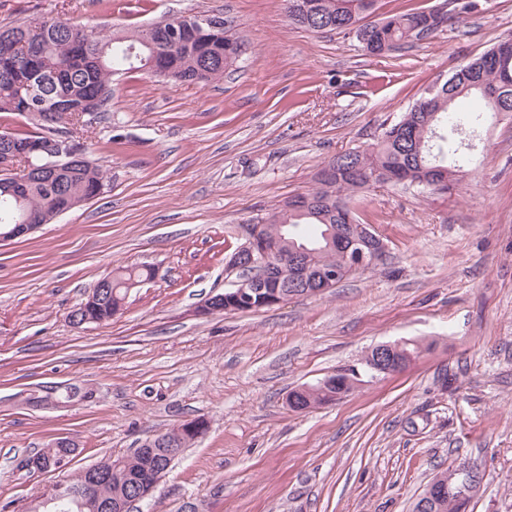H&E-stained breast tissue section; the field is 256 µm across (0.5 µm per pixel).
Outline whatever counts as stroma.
Here are the masks:
<instances>
[{
  "label": "stroma",
  "instance_id": "stroma-1",
  "mask_svg": "<svg viewBox=\"0 0 512 512\" xmlns=\"http://www.w3.org/2000/svg\"><path fill=\"white\" fill-rule=\"evenodd\" d=\"M477 3L434 37L369 56L354 35L290 24L284 0H0L2 27L62 17L108 36L208 13L248 45L206 85L115 75L107 112L79 134L103 193L0 244V512H27L51 483L19 462L53 438L78 443L81 470L199 417L206 434L133 512H412L457 461L480 476L466 512H512V116L486 122L480 167L448 190L355 195L387 245L376 266L266 310L196 313L227 288L241 224L512 38V0ZM139 264L155 276L112 320L70 322L98 281ZM402 339L423 346L404 371L289 409L290 390ZM66 381L95 401L16 400Z\"/></svg>",
  "mask_w": 512,
  "mask_h": 512
}]
</instances>
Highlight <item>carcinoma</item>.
<instances>
[{
	"label": "carcinoma",
	"mask_w": 512,
	"mask_h": 512,
	"mask_svg": "<svg viewBox=\"0 0 512 512\" xmlns=\"http://www.w3.org/2000/svg\"><path fill=\"white\" fill-rule=\"evenodd\" d=\"M285 2L292 23L317 32H352L367 55L401 50L438 31L431 22L430 10L411 9L371 21L377 0H314L315 13L311 16L304 12L308 0ZM222 25L223 37L206 52L198 53L178 40L157 61L144 28L109 38L96 33L80 43L71 38L76 26L61 18L1 28L0 52L17 46L28 51L31 60L18 70L0 69V113L28 119L32 129L14 134L24 142L41 131L37 114L96 105L99 94L110 90L112 76L124 70H139L155 61L170 69L162 76L166 82L193 81L200 70L208 73V82L224 75V50L231 45L241 50L244 45L231 19L222 18ZM500 107L512 111V46L507 39L460 67L434 93H423L399 120L382 128L374 142L330 159L327 165L336 166V176L327 179L318 172L312 189L266 212V236L281 233L306 249L311 275L336 267L343 270L340 280L347 279L355 269L339 253L325 250L323 233L328 224L360 223L351 200L368 188L367 176L375 173L378 180L392 185L406 183L430 191L448 190L450 183L459 181L472 163L471 147L448 142V131L477 137L485 116L497 115ZM80 156L82 160L59 172L45 173L24 186L0 179V225L18 224L28 213L35 215L38 223L47 224L62 209H72L99 195L104 177L86 158L85 150H80ZM153 277L154 269L147 265L114 269L108 302L87 303L92 322L112 319L113 308L124 301L129 289ZM270 288L288 290V271L277 270L274 278L266 282L265 290L249 288L240 298L224 299L221 307L225 312L262 310L267 307L266 290ZM329 380L330 387L323 390L316 385L309 397L300 395L298 400L309 401L314 407L329 402L332 394L348 393L355 386L339 372ZM79 389L80 383L75 382L51 395L40 386L26 396L25 403L38 406L52 397L82 401L89 391L81 393ZM163 438L182 443L184 449L196 440L182 424L164 432ZM162 452V448L152 450L142 445L130 457L112 459L115 473L112 482L101 484L102 502L126 495L127 480L148 477ZM84 481V471L73 473L59 483L60 500L40 512H102L76 504ZM466 505L450 492L436 500L435 510L462 512Z\"/></svg>",
	"instance_id": "cac0c4a2"
}]
</instances>
